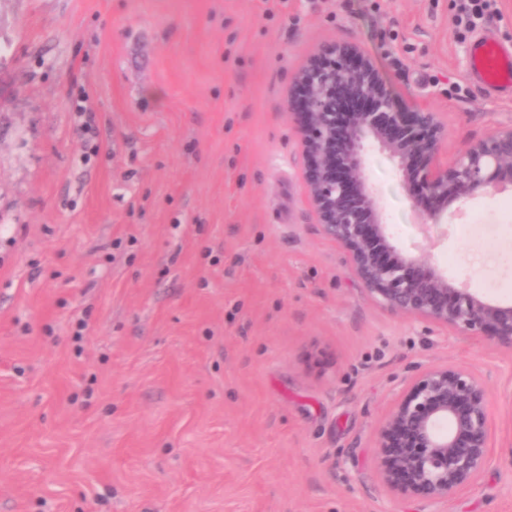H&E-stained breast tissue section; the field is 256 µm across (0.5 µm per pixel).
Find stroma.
I'll list each match as a JSON object with an SVG mask.
<instances>
[{"label":"stroma","mask_w":512,"mask_h":512,"mask_svg":"<svg viewBox=\"0 0 512 512\" xmlns=\"http://www.w3.org/2000/svg\"><path fill=\"white\" fill-rule=\"evenodd\" d=\"M486 32L512 48V0H0V512H512V353L365 296L285 106L355 42L452 161L512 122L469 77ZM365 173L400 250L512 301V190L434 224L386 152ZM445 364L495 452L454 501L390 492L375 430Z\"/></svg>","instance_id":"35a3bbf8"}]
</instances>
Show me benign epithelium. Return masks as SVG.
Wrapping results in <instances>:
<instances>
[{"instance_id": "7a95c632", "label": "benign epithelium", "mask_w": 512, "mask_h": 512, "mask_svg": "<svg viewBox=\"0 0 512 512\" xmlns=\"http://www.w3.org/2000/svg\"><path fill=\"white\" fill-rule=\"evenodd\" d=\"M286 108L315 223L343 248L366 297L512 352V304L472 291L424 254L400 251L365 173L370 151L387 152L405 182L419 190L426 219L439 224L467 201L512 187V123L443 164L439 152L448 128L441 113L403 106L360 45L336 40L319 45L294 73ZM488 402L486 382L470 367L419 368L375 432L382 484L440 502L474 485L494 448Z\"/></svg>"}]
</instances>
